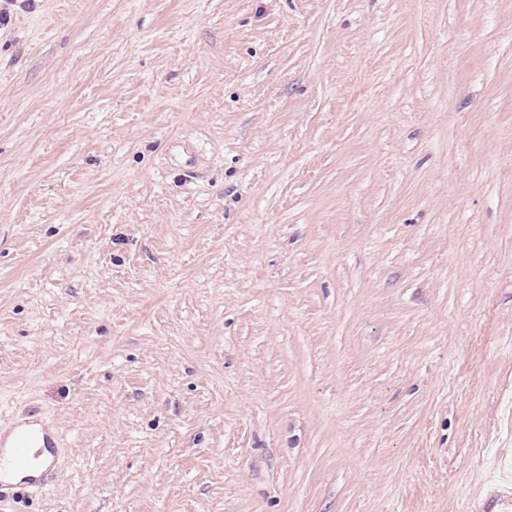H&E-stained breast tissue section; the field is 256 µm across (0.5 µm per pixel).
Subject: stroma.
I'll list each match as a JSON object with an SVG mask.
<instances>
[{"label": "stroma", "instance_id": "35a3bbf8", "mask_svg": "<svg viewBox=\"0 0 512 512\" xmlns=\"http://www.w3.org/2000/svg\"><path fill=\"white\" fill-rule=\"evenodd\" d=\"M7 512H497L512 0H0ZM29 426V423H22L16 430L11 431L7 438L6 447H9L12 443V448L3 449V460L5 464L4 472L7 476H10L15 480L21 479L31 473L27 469L13 470L9 465H7V462L12 455L13 448L14 453L11 466L14 468L26 466L30 448H57L56 439L42 429H24L18 432L14 438L17 430L27 428Z\"/></svg>", "mask_w": 512, "mask_h": 512}]
</instances>
